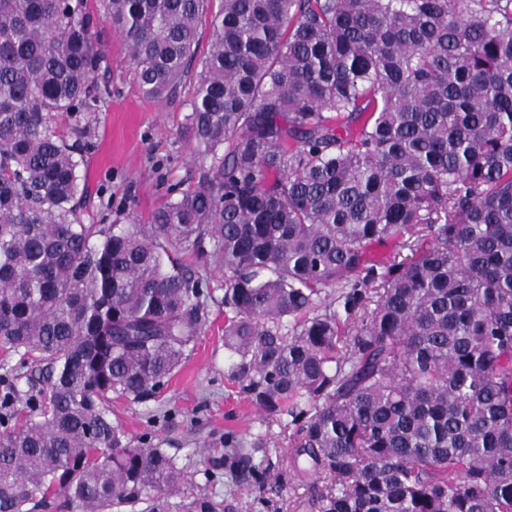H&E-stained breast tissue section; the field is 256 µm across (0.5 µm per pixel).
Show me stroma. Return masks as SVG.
Segmentation results:
<instances>
[{
  "mask_svg": "<svg viewBox=\"0 0 512 512\" xmlns=\"http://www.w3.org/2000/svg\"><path fill=\"white\" fill-rule=\"evenodd\" d=\"M107 67L100 79L112 95L92 117L97 137L80 168L88 188L87 205L109 216L134 213L148 223L166 200L170 184L191 183L197 175L194 146L179 136L190 112L193 80L176 98L159 105L146 98L136 82L128 47L109 26H102ZM112 418L133 437L147 431L164 439L189 477L185 497H209L216 512H317L312 502L326 478L297 474L293 464L296 427L288 417L269 416L249 404L224 369V309L212 306L195 349L148 404L116 397ZM245 440L263 435L271 461L266 493L252 491L224 475L207 471L211 457L224 451L225 431Z\"/></svg>",
  "mask_w": 512,
  "mask_h": 512,
  "instance_id": "1",
  "label": "stroma"
}]
</instances>
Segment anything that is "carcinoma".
Returning <instances> with one entry per match:
<instances>
[{
  "label": "carcinoma",
  "mask_w": 512,
  "mask_h": 512,
  "mask_svg": "<svg viewBox=\"0 0 512 512\" xmlns=\"http://www.w3.org/2000/svg\"><path fill=\"white\" fill-rule=\"evenodd\" d=\"M86 2L0 0V512H213L110 408L160 395L212 302L321 512H512V0H220L200 59L209 0H103L145 97L197 68V181L148 224L80 189L111 95ZM263 445L227 430L209 472L261 493ZM423 234V232H415L410 239L409 235H406L402 240L397 242H389L381 245L376 244L370 249L371 258L380 263H387L389 260H393L394 257H396V261L400 260L401 257L410 254V251L403 247L404 241L409 239V242H413L417 239V236H421Z\"/></svg>",
  "instance_id": "carcinoma-1"
}]
</instances>
